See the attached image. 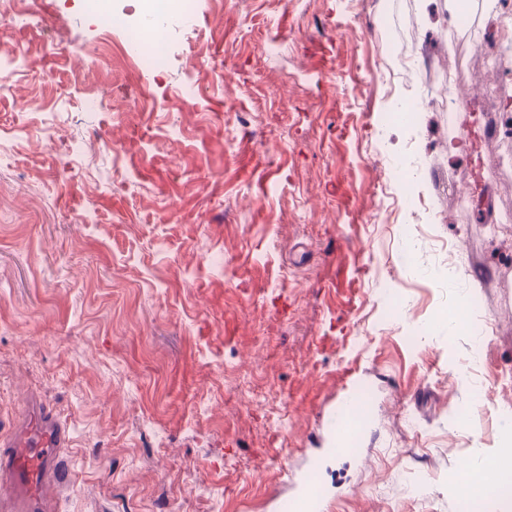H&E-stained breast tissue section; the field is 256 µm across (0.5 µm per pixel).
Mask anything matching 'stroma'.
Wrapping results in <instances>:
<instances>
[{
	"label": "stroma",
	"instance_id": "obj_1",
	"mask_svg": "<svg viewBox=\"0 0 512 512\" xmlns=\"http://www.w3.org/2000/svg\"><path fill=\"white\" fill-rule=\"evenodd\" d=\"M32 7L0 24L52 82L0 90V417L67 422L58 512H290L312 473L325 512H512L460 490L512 439V0H195L143 70L136 0ZM113 53L121 62L128 63L135 68L152 66L161 62L158 55L151 52V50L139 47L134 40L120 46ZM355 400V393L350 392L336 403V417L334 422L336 434H346L349 432V428L352 425L351 408Z\"/></svg>",
	"mask_w": 512,
	"mask_h": 512
}]
</instances>
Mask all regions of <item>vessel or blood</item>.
Wrapping results in <instances>:
<instances>
[{
    "mask_svg": "<svg viewBox=\"0 0 512 512\" xmlns=\"http://www.w3.org/2000/svg\"><path fill=\"white\" fill-rule=\"evenodd\" d=\"M355 393L336 404L334 427L348 433ZM70 433L59 413L40 400H31L21 417L0 429V512H56V493L70 475L63 451Z\"/></svg>",
    "mask_w": 512,
    "mask_h": 512,
    "instance_id": "b4317fda",
    "label": "vessel or blood"
}]
</instances>
